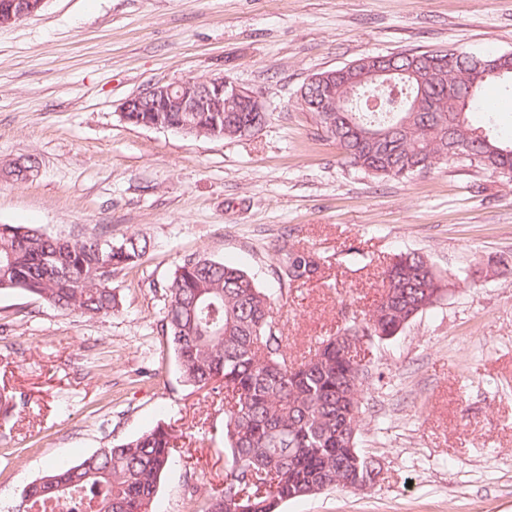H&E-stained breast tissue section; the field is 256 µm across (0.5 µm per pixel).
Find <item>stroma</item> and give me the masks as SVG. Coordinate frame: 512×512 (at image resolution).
<instances>
[{
  "label": "stroma",
  "mask_w": 512,
  "mask_h": 512,
  "mask_svg": "<svg viewBox=\"0 0 512 512\" xmlns=\"http://www.w3.org/2000/svg\"><path fill=\"white\" fill-rule=\"evenodd\" d=\"M512 51V0H47L0 26V224L76 238L145 237L118 269L111 315L0 293V503L51 460L73 461L157 424L177 449L152 512H204L223 488L224 396L186 384L160 331L166 287L200 254L253 275L292 355L372 308L394 254L456 273L447 296L369 354L363 450L383 476L279 512H512V182L444 166L411 180L345 164L299 104L315 73L367 55ZM224 75L258 93L257 134L186 136L124 120L148 84ZM324 257L307 283L277 269L282 240Z\"/></svg>",
  "instance_id": "35a3bbf8"
}]
</instances>
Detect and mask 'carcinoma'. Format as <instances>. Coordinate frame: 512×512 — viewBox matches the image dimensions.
Returning a JSON list of instances; mask_svg holds the SVG:
<instances>
[{
	"label": "carcinoma",
	"instance_id": "obj_1",
	"mask_svg": "<svg viewBox=\"0 0 512 512\" xmlns=\"http://www.w3.org/2000/svg\"><path fill=\"white\" fill-rule=\"evenodd\" d=\"M470 57L452 53L432 74L399 59L392 86L353 88L348 75L338 74L330 89L336 111L314 113L316 123L344 161L367 175L413 179L458 164L512 179V140L494 133L491 114L486 126L470 120L489 85L512 89V73L483 79ZM450 91L468 96L465 111H452ZM249 119L248 112L224 113V138L252 136L239 132V122ZM5 167L14 180L25 181L32 163L16 160ZM148 248L136 234L114 244L104 232L67 239L34 226L0 224V292L20 290L91 318L108 315L116 305L112 273L141 260ZM280 251V277L290 284L307 282L321 267V259L286 239ZM450 279L419 252L394 255L380 274L373 309L361 319L352 317L310 358L292 364L271 298L255 280L232 264L186 257L167 287L160 327L184 382L224 390L222 496L241 497L239 507L246 512H277L280 504L312 496L321 486L346 489L357 481H378L380 459L358 446L368 377L362 360L376 342L397 335L436 305ZM175 439L171 425L158 424L78 462L52 464L43 474L48 482L23 487L21 506L24 512H45L80 494L85 512H143Z\"/></svg>",
	"mask_w": 512,
	"mask_h": 512
}]
</instances>
